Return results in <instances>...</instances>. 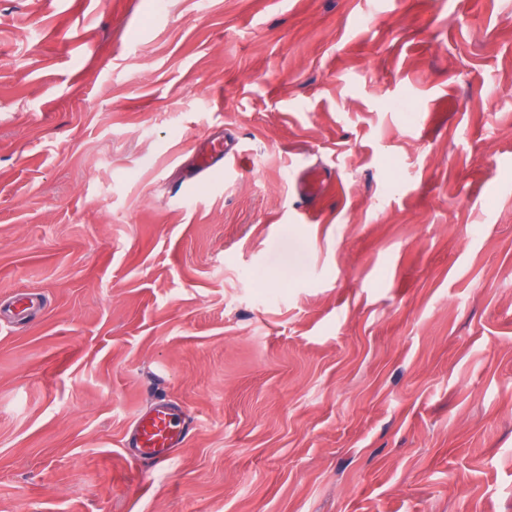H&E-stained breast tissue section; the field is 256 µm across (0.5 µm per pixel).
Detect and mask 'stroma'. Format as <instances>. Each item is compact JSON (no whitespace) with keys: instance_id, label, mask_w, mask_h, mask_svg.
Segmentation results:
<instances>
[{"instance_id":"stroma-1","label":"stroma","mask_w":512,"mask_h":512,"mask_svg":"<svg viewBox=\"0 0 512 512\" xmlns=\"http://www.w3.org/2000/svg\"><path fill=\"white\" fill-rule=\"evenodd\" d=\"M22 290L0 512H512V0H0ZM237 150L234 146L229 147L226 143L212 141L208 149H203L199 155V166L197 175H205L214 167L224 164L230 156L235 157ZM332 181V174L325 170L308 169L298 175V194L301 199L308 200L319 195L328 183ZM186 436L183 410L161 401L149 413L136 416L126 447L132 458L143 456L163 463L174 448L182 446Z\"/></svg>"}]
</instances>
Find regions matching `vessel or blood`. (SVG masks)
Listing matches in <instances>:
<instances>
[{"label": "vessel or blood", "instance_id": "1", "mask_svg": "<svg viewBox=\"0 0 512 512\" xmlns=\"http://www.w3.org/2000/svg\"><path fill=\"white\" fill-rule=\"evenodd\" d=\"M235 153V148L226 144L211 143L199 155L198 174H207ZM331 180V173L323 170L302 171L297 179L298 194L301 199H310L319 195ZM186 436L182 409L163 401L149 413L136 416L126 446L131 457L143 456L162 463L169 460L173 449L182 446Z\"/></svg>", "mask_w": 512, "mask_h": 512}]
</instances>
